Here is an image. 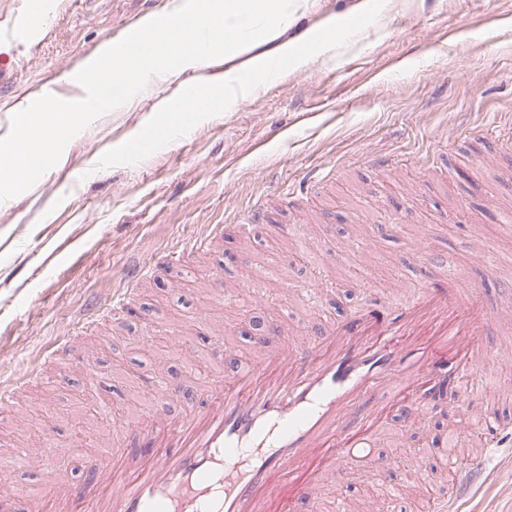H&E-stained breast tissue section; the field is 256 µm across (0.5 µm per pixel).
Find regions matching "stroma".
<instances>
[{
	"instance_id": "stroma-1",
	"label": "stroma",
	"mask_w": 512,
	"mask_h": 512,
	"mask_svg": "<svg viewBox=\"0 0 512 512\" xmlns=\"http://www.w3.org/2000/svg\"><path fill=\"white\" fill-rule=\"evenodd\" d=\"M171 0H49L32 20L21 0H0V106L35 100L69 83L97 47L124 38L129 23L160 15ZM350 0H308L287 35L322 29L343 18ZM340 62L279 66L249 80L242 100L205 120L186 121L136 151L133 136L176 82L147 77L124 104L91 113L61 163L10 201H0V385L40 374L22 391L19 410H0V453L50 430L48 452L77 448L67 470L81 477L92 457L85 423L110 418L105 442L143 413H183L143 379L155 370L172 379L210 374L220 351L248 362L256 341L274 345L282 320L310 330L386 304L384 290L411 297L433 277L477 283L493 312L503 307L502 281L512 278V0H399L382 27ZM399 155L391 167L372 161ZM292 186L281 205L277 191ZM264 199L268 223L251 240L213 237L209 249L137 284L125 316L103 321L74 345L92 356L95 396L79 369L62 372L46 344L69 335L91 303L123 287L136 264L183 240L232 229ZM313 221L308 238L288 227ZM425 242L431 264L416 266L411 249ZM329 285L313 300L315 284ZM227 284L257 288L256 300L201 304ZM257 313L259 324L247 316ZM406 448L427 452L428 491L394 492L409 472L406 448L374 440L376 489L362 481L366 465L343 479V491L374 512H430L447 492L454 466L433 444L434 431L455 430L456 453L482 446L478 424L455 401L434 406L411 424L394 418ZM491 464L497 481L462 512H512V430Z\"/></svg>"
}]
</instances>
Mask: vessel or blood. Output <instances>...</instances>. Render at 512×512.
Here are the masks:
<instances>
[{
  "mask_svg": "<svg viewBox=\"0 0 512 512\" xmlns=\"http://www.w3.org/2000/svg\"><path fill=\"white\" fill-rule=\"evenodd\" d=\"M500 318L456 279L406 303L367 308L301 343L257 346L256 364L226 358L197 384L184 415L157 412L121 432L71 480L38 458L48 478L28 512H299L340 484L394 416L416 417L465 383L496 376L482 342ZM479 459L455 473L456 496L431 512H461V497L490 485L488 460L512 421L485 420Z\"/></svg>",
  "mask_w": 512,
  "mask_h": 512,
  "instance_id": "obj_1",
  "label": "vessel or blood"
}]
</instances>
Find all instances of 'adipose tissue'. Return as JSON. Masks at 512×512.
<instances>
[{
    "instance_id": "ef3b65f1",
    "label": "adipose tissue",
    "mask_w": 512,
    "mask_h": 512,
    "mask_svg": "<svg viewBox=\"0 0 512 512\" xmlns=\"http://www.w3.org/2000/svg\"><path fill=\"white\" fill-rule=\"evenodd\" d=\"M305 7V0H172L165 17L142 20L149 32L146 45L107 43L87 67L114 98L147 72L176 78L174 92L156 104V111L175 122L188 116L199 120L207 109L200 101L214 107L247 92L236 64L240 56L259 73L271 61L302 63L339 45L340 31L332 24L318 36L286 39ZM270 42L276 45L273 53L263 52ZM87 121L75 102L20 113L11 134L0 139V194L59 164L63 144Z\"/></svg>"
}]
</instances>
